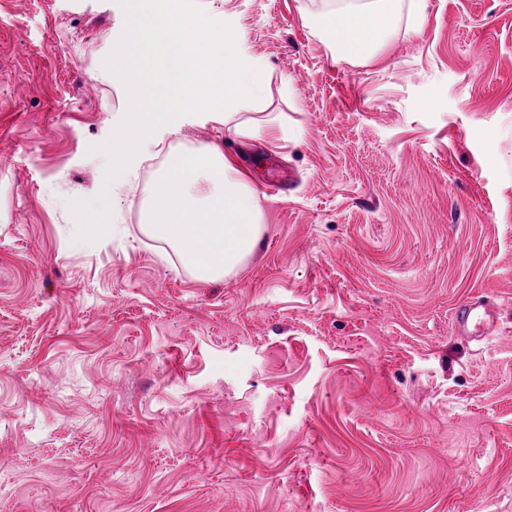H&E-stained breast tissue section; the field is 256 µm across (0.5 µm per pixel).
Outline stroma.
I'll use <instances>...</instances> for the list:
<instances>
[{
  "mask_svg": "<svg viewBox=\"0 0 512 512\" xmlns=\"http://www.w3.org/2000/svg\"><path fill=\"white\" fill-rule=\"evenodd\" d=\"M183 3L235 14L290 136L190 120L116 202L129 0H0V512H512V0H423L351 63L330 0ZM214 141L265 231L204 282L142 213ZM89 200L123 232L79 247ZM499 305L497 303L485 302L481 297H474L471 300L457 306L454 311L453 326L458 333L471 335L481 329L482 338L494 326Z\"/></svg>",
  "mask_w": 512,
  "mask_h": 512,
  "instance_id": "35a3bbf8",
  "label": "stroma"
}]
</instances>
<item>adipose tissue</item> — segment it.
I'll return each instance as SVG.
<instances>
[{
  "label": "adipose tissue",
  "mask_w": 512,
  "mask_h": 512,
  "mask_svg": "<svg viewBox=\"0 0 512 512\" xmlns=\"http://www.w3.org/2000/svg\"><path fill=\"white\" fill-rule=\"evenodd\" d=\"M401 0H337L316 21L335 61L373 56L393 33ZM130 32L108 62L125 87L126 120L104 144L113 196L133 192L150 147L179 134L187 117L218 115L237 137L284 138L274 122L251 111L268 95L264 60L233 16L214 27L181 0H131ZM143 221L171 244L204 281L232 273L264 231L257 190L217 144L168 157L147 196Z\"/></svg>",
  "instance_id": "ef3b65f1"
}]
</instances>
